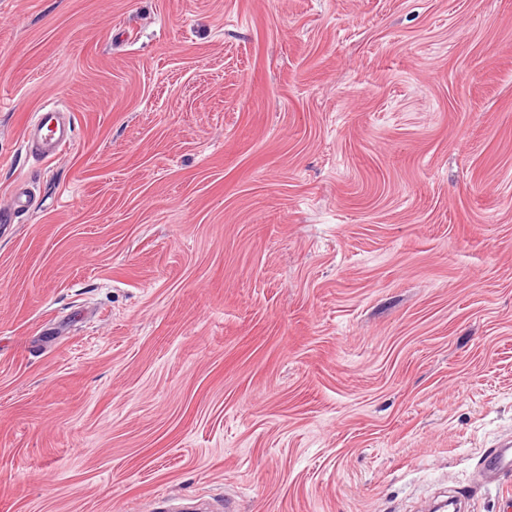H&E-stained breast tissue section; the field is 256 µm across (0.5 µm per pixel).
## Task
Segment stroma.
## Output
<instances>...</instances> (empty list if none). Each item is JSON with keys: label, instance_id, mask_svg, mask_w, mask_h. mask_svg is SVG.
I'll list each match as a JSON object with an SVG mask.
<instances>
[{"label": "stroma", "instance_id": "35a3bbf8", "mask_svg": "<svg viewBox=\"0 0 512 512\" xmlns=\"http://www.w3.org/2000/svg\"><path fill=\"white\" fill-rule=\"evenodd\" d=\"M0 88V512H502L512 0H0ZM29 127L22 138L23 148L42 162L59 157L73 139L67 113L54 107L39 112ZM25 187L14 192L6 202L0 204V228L14 224L17 213L23 207H28L32 196ZM512 473V439L503 440L494 453L489 455L482 466V476L495 481L501 474Z\"/></svg>", "mask_w": 512, "mask_h": 512}]
</instances>
